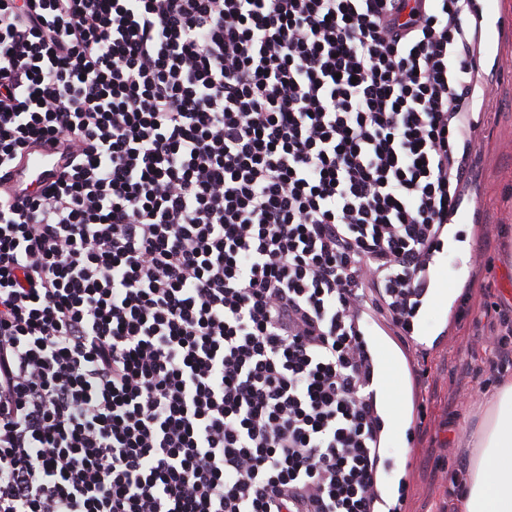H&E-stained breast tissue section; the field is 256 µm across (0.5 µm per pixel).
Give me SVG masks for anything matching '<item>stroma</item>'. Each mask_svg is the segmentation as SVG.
I'll return each instance as SVG.
<instances>
[{"label": "stroma", "instance_id": "obj_1", "mask_svg": "<svg viewBox=\"0 0 512 512\" xmlns=\"http://www.w3.org/2000/svg\"><path fill=\"white\" fill-rule=\"evenodd\" d=\"M469 37L494 84L491 118L466 145L460 197L468 221L451 225L437 257L445 301L420 318L421 331L437 341L416 360L424 419L411 441L382 449L387 481L410 480L400 512H452L451 491L468 455L463 441L482 416L485 390L512 375V365L490 363L492 346L512 348V53L496 54L478 18Z\"/></svg>", "mask_w": 512, "mask_h": 512}]
</instances>
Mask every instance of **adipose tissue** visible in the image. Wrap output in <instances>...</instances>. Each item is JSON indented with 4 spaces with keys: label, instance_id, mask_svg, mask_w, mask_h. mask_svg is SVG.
Here are the masks:
<instances>
[{
    "label": "adipose tissue",
    "instance_id": "adipose-tissue-1",
    "mask_svg": "<svg viewBox=\"0 0 512 512\" xmlns=\"http://www.w3.org/2000/svg\"><path fill=\"white\" fill-rule=\"evenodd\" d=\"M469 446L456 512H512V376L494 384Z\"/></svg>",
    "mask_w": 512,
    "mask_h": 512
}]
</instances>
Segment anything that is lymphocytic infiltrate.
Here are the masks:
<instances>
[{
    "instance_id": "lymphocytic-infiltrate-1",
    "label": "lymphocytic infiltrate",
    "mask_w": 512,
    "mask_h": 512,
    "mask_svg": "<svg viewBox=\"0 0 512 512\" xmlns=\"http://www.w3.org/2000/svg\"><path fill=\"white\" fill-rule=\"evenodd\" d=\"M473 8L0 0V512H375L365 293L410 332ZM61 152L62 149L58 145L46 143L32 150L29 155H25L14 170L13 190L23 193L27 186V191H31L37 186L36 179L43 182V185L53 182L66 162L65 156ZM33 173H36L37 177L31 185L28 178Z\"/></svg>"
}]
</instances>
